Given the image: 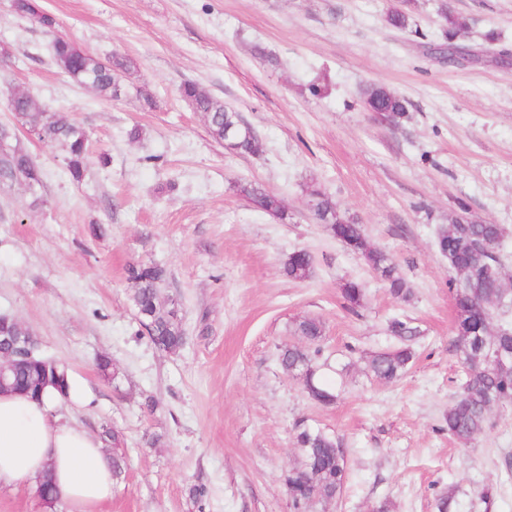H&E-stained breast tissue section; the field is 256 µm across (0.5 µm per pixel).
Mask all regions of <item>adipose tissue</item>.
Instances as JSON below:
<instances>
[{
  "label": "adipose tissue",
  "mask_w": 512,
  "mask_h": 512,
  "mask_svg": "<svg viewBox=\"0 0 512 512\" xmlns=\"http://www.w3.org/2000/svg\"><path fill=\"white\" fill-rule=\"evenodd\" d=\"M66 393L45 389L40 400L0 390V483L27 485L50 474L54 499L68 512H97L112 498V469L102 441L62 420L61 407H85L94 393L81 376H67Z\"/></svg>",
  "instance_id": "1"
}]
</instances>
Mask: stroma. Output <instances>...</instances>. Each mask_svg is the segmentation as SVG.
<instances>
[{
  "instance_id": "35a3bbf8",
  "label": "stroma",
  "mask_w": 512,
  "mask_h": 512,
  "mask_svg": "<svg viewBox=\"0 0 512 512\" xmlns=\"http://www.w3.org/2000/svg\"><path fill=\"white\" fill-rule=\"evenodd\" d=\"M38 3L54 32L0 0V87L69 113L89 152L76 182L55 148L25 140L45 202L32 205L19 186L0 190V313L90 384L93 405L64 417L123 434L126 476L99 512H294L286 479L300 460L299 421L345 452L340 497L309 512H437L446 493L451 512H512V403L469 444L445 429L463 373L449 350L451 273L435 246L462 211L501 225L512 275V66L431 55L446 27L438 0ZM393 7L409 13L406 30L386 25ZM448 8L469 24L464 44L512 50V0ZM58 35L102 59L128 58L125 94L104 100L63 76L51 57ZM256 43L276 64L252 53ZM186 80L239 112L263 154L241 157L215 141L179 93ZM374 83L408 100L406 118L392 124L364 108L360 91ZM240 181L279 195L284 217L255 211L237 194ZM311 186L393 258L409 300L392 297L316 223L305 206ZM298 249L313 257L303 280L284 273ZM138 262L167 271L159 292L181 317L178 351L155 347L136 318L125 269ZM349 280L364 289L353 310L341 293ZM308 317L321 321L322 354L342 373L327 406L278 360L281 348L302 344L295 327ZM395 318L420 337L407 373L383 383L366 360L396 346ZM102 355L115 381L99 374ZM194 485L207 488L203 503L191 498Z\"/></svg>"
}]
</instances>
